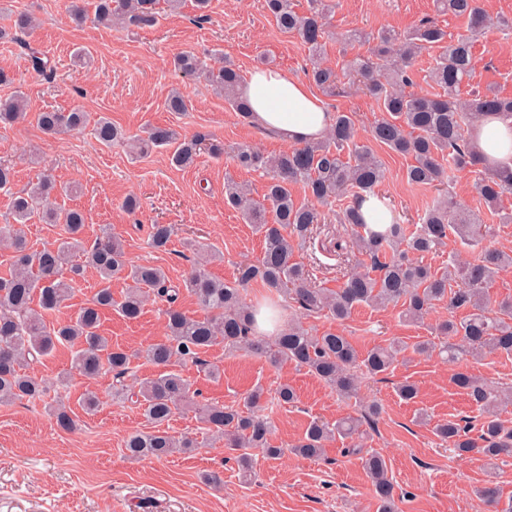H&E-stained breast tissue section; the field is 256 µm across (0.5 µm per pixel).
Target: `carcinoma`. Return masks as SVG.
Returning <instances> with one entry per match:
<instances>
[{"label":"carcinoma","mask_w":512,"mask_h":512,"mask_svg":"<svg viewBox=\"0 0 512 512\" xmlns=\"http://www.w3.org/2000/svg\"><path fill=\"white\" fill-rule=\"evenodd\" d=\"M159 2L92 0L94 19L106 26L118 22L150 27L158 20ZM437 3L440 11L467 19V34L454 38L435 22L425 20L403 36L392 30L374 33L356 28L343 37L346 42H374L368 54L347 64L350 75L362 82L383 112L371 127V140L413 159L406 169L410 184L432 186L441 192L412 230L400 220L394 205L376 191L385 179V167L360 139L349 112H334L332 128L324 139L298 143L278 155L266 156L250 145L235 147L231 155L234 166L247 173L261 171L268 181L260 201L249 197L243 185L233 179L225 182L226 203L254 225L264 243L262 256L254 263L241 264L233 284L212 278L203 264L195 262L182 284L173 286L161 267L130 263L121 239L108 229L92 245H86L81 238L84 215L76 209L49 205L52 196H70L77 192L76 187H62L42 178L15 191L12 167L0 163V192L10 197L11 216V221L0 225V243L12 251L9 273L0 276V402L44 400L47 386L30 373V368L59 348H67L71 364L61 375L60 385H68L75 376L95 381L107 372L112 377V400L137 404L147 420L157 425L177 411L193 407L206 429L224 439L225 447L237 452L238 468L248 479L254 474L253 451H260L268 459L283 454V449L271 443L270 418L258 413L261 388L249 392L241 407L198 404L194 402L198 392L191 390L192 384L180 367L191 363L206 376L220 378V368L203 359L202 354L222 344L228 352L246 351L274 366L290 363L304 368L340 397L351 400L358 398L362 377L392 370L407 350L402 342L393 340L361 355L343 333L330 329L313 333L294 320L274 336L262 335L256 330V310L243 297L245 287L253 282L285 295L302 314H320L336 322L349 318L358 306L379 304H399L405 320L419 322L436 304L446 302L448 311L466 309L468 314L458 322L448 319L439 323V341L420 343L416 351L436 350L451 364L469 357L512 356V298L501 300L495 307L485 298V288L499 271L512 267V254L485 247L472 262L461 264L450 258L448 264L437 269L415 260L417 256L439 252L450 233L467 245L475 246L483 238L479 215L448 195L447 186L456 174L466 170L476 173L477 189L490 206L500 204L501 197L512 192V173L487 172L465 135V130L484 112L512 117V97H502L492 90L471 98L460 93L462 84L475 72V42L491 28L504 34L512 32V18L489 19L479 0ZM334 7L336 0H310L309 11L300 14L291 0H264V9L277 28L296 36L307 48L311 63L308 78L328 95L337 89L336 71L322 63L330 37L325 19ZM35 24V16L20 13L13 25L0 26V41H17ZM426 51L433 52V56L423 80L439 89L431 97L407 91L413 84L416 58ZM30 64L36 74L53 78L54 68L42 54L31 52ZM173 65L188 77H205L240 116L250 118L249 103L239 92L241 75L233 64L226 62L205 73L198 57L186 52L175 56ZM189 105V96L180 91L167 99L171 112H186ZM26 109V99L20 93L0 97V124L24 119ZM37 122L43 132L55 135L80 131L89 119L87 113L77 109L46 110L38 114ZM92 134L106 147L125 139L123 130L105 116L94 122ZM170 145L175 146L172 162L180 167L193 164L203 148L213 155L224 153V147L208 141L204 134L187 138L168 126H153L146 137L135 141L139 153ZM294 185L304 187L306 200L295 198ZM347 195L352 201L337 217L340 223L350 226L353 245L365 260L339 288H319L305 266L296 261L295 252L311 239L315 225L325 223L326 211L333 210L336 200ZM367 196L383 202L392 214V223H366L359 201ZM36 220L62 225L66 236L53 246H29L23 227ZM172 235V225L153 224L149 245L164 251ZM65 267L72 275L69 280L62 276ZM87 267L95 269L100 278V288L93 298L67 321L47 320L69 299L74 278ZM121 274L131 279L133 286L118 302L112 296L111 283ZM185 292L195 298L204 316L190 317L182 310L180 298ZM149 297L162 303L164 339L130 353L99 332L104 311L113 308L125 319L136 320ZM135 359L156 367L158 373L130 386L125 378ZM451 383L481 411V419L475 425L464 424L460 419L439 423L435 427L438 437L466 459L471 454L489 460L512 457V424L498 413V408L512 396V387H495L463 369L454 372ZM49 409L58 427H75L63 401H54ZM381 412L378 402H362L355 417L340 419L334 425L314 421L291 451L305 458L319 457L325 441L336 435L362 434L365 425L375 428ZM195 447L194 440H176L163 430L134 432L125 442L127 455L136 459L161 458L176 449ZM343 452L361 459L380 512H398L385 457L363 448H345Z\"/></svg>","instance_id":"obj_1"}]
</instances>
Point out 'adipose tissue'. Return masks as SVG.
Wrapping results in <instances>:
<instances>
[{"mask_svg": "<svg viewBox=\"0 0 512 512\" xmlns=\"http://www.w3.org/2000/svg\"><path fill=\"white\" fill-rule=\"evenodd\" d=\"M241 93L250 105L252 121L282 134L288 142L323 139L332 114L301 79L286 71L261 68L248 73ZM472 148L486 166L512 171V119L485 113L475 121Z\"/></svg>", "mask_w": 512, "mask_h": 512, "instance_id": "ef3b65f1", "label": "adipose tissue"}]
</instances>
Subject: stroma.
<instances>
[{"mask_svg": "<svg viewBox=\"0 0 512 512\" xmlns=\"http://www.w3.org/2000/svg\"><path fill=\"white\" fill-rule=\"evenodd\" d=\"M67 0H0V25L10 24L20 12L33 13L37 26L24 43L0 42V68L10 72L13 84L0 86V96L19 92L27 100L24 121L0 126V161L12 164L15 185L23 187L46 173L58 183H79L78 195L58 198V205L81 209L86 217L85 242H93L102 227L122 240L127 258L135 264H153L166 271L172 284H181L191 261L207 251L217 257L207 266L215 278L234 282L241 262L256 260L263 242L251 225L224 201V177L234 173L229 156L201 153L194 165L178 168L171 152L156 148L136 155L122 144L100 145L89 132L49 135L37 124L47 109H80L90 118L107 116L131 136L153 125L170 126L181 135L210 134L226 146L247 144L267 155L285 150V143L241 118L205 79L183 78L173 58L190 51L215 65L214 51L230 56L241 75L260 68L268 58L274 68L303 76L307 51L295 36L282 33L263 7V0H211L206 20H198L193 0L178 11H162L155 26L106 27L86 20L74 23ZM437 19L448 33L467 32L465 18L438 13L435 0H340L326 18L332 39L324 62L342 65L366 53L362 43L343 44L339 36L362 28H390L404 33L426 18ZM88 50L90 67L74 65L76 49ZM45 53L56 67L53 80L31 68V50ZM476 73L471 90L494 88L512 96V37L491 31L474 47ZM188 92L187 112L168 111L172 89ZM330 110L354 113L365 131L380 116L377 103L349 76H341L335 95L323 98ZM387 169L380 187L404 223L417 222L436 198L431 187L407 182L411 157L376 147ZM456 201L479 214L490 228L491 246L512 253V224L499 221L496 209L482 200L472 174L461 173L454 185ZM139 206L128 211L127 197ZM170 224L174 234L167 250L150 247L151 224ZM347 225H317L297 261L310 271L316 285L337 288L353 271L357 255L350 252ZM400 307H360L344 322L358 352L398 338L411 347L434 338L435 327L448 310L434 308L418 325L403 322ZM101 334L131 350L163 339L165 329L157 301H147L134 321L116 311L101 318ZM205 357L220 365L213 380L195 367H184L202 400L227 405L241 403L254 386L264 389L263 411L274 423L273 445L286 448L280 459L257 458L256 477L243 481L223 442L209 439L198 413L183 410L165 422L172 435L197 441L190 453L162 459L130 460L123 453L128 433L150 430L143 412L131 403L112 401L108 378L93 382L102 400L95 413H85L80 395L85 385L74 380L65 403L77 420L75 430L60 429L45 403L0 404V512H378L369 477L357 457L346 448L361 445L383 454L395 483L399 512H489L475 491L494 481L502 497H512V458L486 465L481 460L458 459L433 432L436 422L456 416L478 418L479 412L450 378L452 365L438 356L406 352L387 374L363 379L360 396L377 400L382 408L378 427L362 438L326 442L317 460L290 454L311 421H329L354 414L355 406L341 400L323 382L292 364L274 367L257 357L210 348ZM419 390L415 401L396 392L404 381ZM294 387L298 400L279 404L281 384ZM216 473L220 484L207 480Z\"/></svg>", "mask_w": 512, "mask_h": 512, "instance_id": "35a3bbf8", "label": "stroma"}]
</instances>
